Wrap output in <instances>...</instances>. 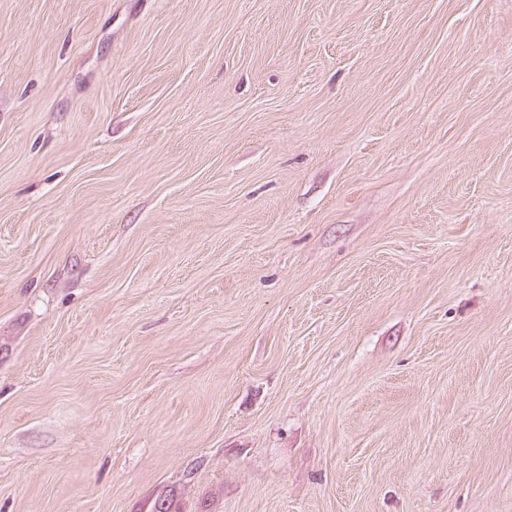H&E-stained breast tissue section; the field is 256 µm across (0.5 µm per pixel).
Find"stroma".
Segmentation results:
<instances>
[{
    "label": "stroma",
    "mask_w": 512,
    "mask_h": 512,
    "mask_svg": "<svg viewBox=\"0 0 512 512\" xmlns=\"http://www.w3.org/2000/svg\"><path fill=\"white\" fill-rule=\"evenodd\" d=\"M512 512V0H0V512Z\"/></svg>",
    "instance_id": "stroma-1"
}]
</instances>
